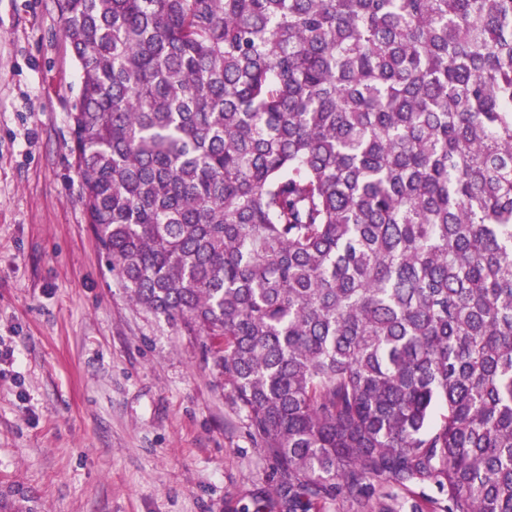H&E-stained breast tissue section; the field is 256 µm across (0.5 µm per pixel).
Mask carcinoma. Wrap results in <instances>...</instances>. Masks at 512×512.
Returning <instances> with one entry per match:
<instances>
[{"instance_id": "obj_1", "label": "carcinoma", "mask_w": 512, "mask_h": 512, "mask_svg": "<svg viewBox=\"0 0 512 512\" xmlns=\"http://www.w3.org/2000/svg\"><path fill=\"white\" fill-rule=\"evenodd\" d=\"M88 223L288 505L512 512V0H64ZM377 499L393 505L397 512H412V504L419 503L424 512H430L431 505L426 499L440 498V495L429 482L422 483L412 487L411 492L397 489L391 485H383L377 492Z\"/></svg>"}]
</instances>
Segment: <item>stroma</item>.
<instances>
[{
  "instance_id": "35a3bbf8",
  "label": "stroma",
  "mask_w": 512,
  "mask_h": 512,
  "mask_svg": "<svg viewBox=\"0 0 512 512\" xmlns=\"http://www.w3.org/2000/svg\"><path fill=\"white\" fill-rule=\"evenodd\" d=\"M63 0H0V512H287L202 338L132 303L70 152Z\"/></svg>"
}]
</instances>
